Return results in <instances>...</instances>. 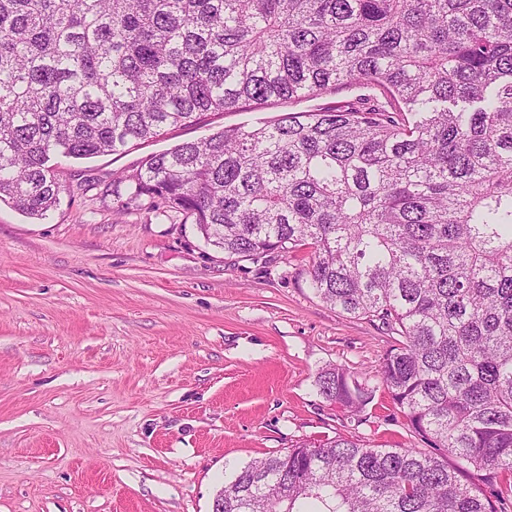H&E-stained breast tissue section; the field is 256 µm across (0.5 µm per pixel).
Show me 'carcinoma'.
Listing matches in <instances>:
<instances>
[{
  "label": "carcinoma",
  "instance_id": "1",
  "mask_svg": "<svg viewBox=\"0 0 512 512\" xmlns=\"http://www.w3.org/2000/svg\"><path fill=\"white\" fill-rule=\"evenodd\" d=\"M323 96L151 154L121 182L226 253L310 250L323 302L395 334L374 376L455 463L338 436L234 469L216 499L497 512L460 476L512 496V0H0V201L43 219L62 190L53 154ZM316 385L352 414L372 401L342 367Z\"/></svg>",
  "mask_w": 512,
  "mask_h": 512
}]
</instances>
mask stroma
Wrapping results in <instances>:
<instances>
[{
	"mask_svg": "<svg viewBox=\"0 0 512 512\" xmlns=\"http://www.w3.org/2000/svg\"><path fill=\"white\" fill-rule=\"evenodd\" d=\"M316 105L55 156L46 219L0 205V512H212L233 468L339 435L431 453L380 379L356 415L319 395L320 369L373 371L394 339L317 298L302 258L239 259L117 193L150 154Z\"/></svg>",
	"mask_w": 512,
	"mask_h": 512,
	"instance_id": "35a3bbf8",
	"label": "stroma"
}]
</instances>
